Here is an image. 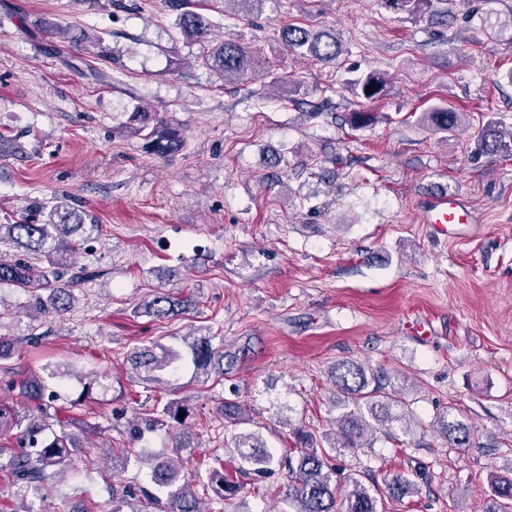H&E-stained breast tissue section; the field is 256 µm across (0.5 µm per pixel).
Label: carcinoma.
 <instances>
[{
    "instance_id": "obj_1",
    "label": "carcinoma",
    "mask_w": 512,
    "mask_h": 512,
    "mask_svg": "<svg viewBox=\"0 0 512 512\" xmlns=\"http://www.w3.org/2000/svg\"><path fill=\"white\" fill-rule=\"evenodd\" d=\"M203 0H169L170 7L179 11L177 26L187 39H205L210 34L211 22L198 11ZM262 0H224L241 17H250ZM394 12L407 13L419 19L441 20L448 16L443 7L447 0H382ZM282 38L290 51L317 60H331L341 53L339 39L331 34L314 33L310 29L290 25L283 29ZM205 64L221 78H232L249 83L261 77L264 62L251 47L224 41L211 51ZM374 91H367V86ZM388 82L377 71H369L347 83L352 95L366 102H376L386 95ZM155 114L138 103L132 112L138 122L134 132L140 133L151 123ZM379 118L369 111L350 112L344 123L357 129ZM421 121L432 128L448 132L458 128L464 115L443 107L423 113ZM479 149L487 154H512V130L500 129V122L489 121L481 131ZM43 219L31 220L26 210L9 224H0V284L12 285L33 297L31 308L40 313H61L74 304L73 288L91 280L94 272L89 267L74 268L72 258L84 244L96 238L100 224L94 216L73 208L66 198L56 200L49 208L40 210ZM48 291L43 298L40 291ZM146 313L157 318H172L183 313L180 302L169 293L157 291L141 303ZM183 350L153 342L133 353L135 369L147 383L160 382V375L174 371L177 364H188L195 377L216 373L224 376V365H232L234 356L215 348L210 336H194L182 340ZM337 401L334 407L340 413L330 419L329 428L316 432L305 426L294 427L291 435L295 450L281 455L268 446L263 436L247 430L250 422L245 407L236 400H224V421L231 426L228 444L239 458V481L223 471L212 469L197 483L213 495L219 505L233 499L245 485V480L262 482L277 471L288 475L285 498L295 504L293 512H378L377 499L358 478L350 475L344 482L337 480L336 467L330 464L331 453L344 449L356 451L372 448L380 438L392 439L394 428L408 433L412 426H420L405 398L390 388V381L365 365L355 361L336 364L334 374ZM22 389L35 402V410L20 412L0 404V471L11 478L14 494L21 502L18 512H35L28 504L33 498H44L49 483L69 466L74 455L82 450L78 436L71 432H55L49 419L57 395L45 394L40 377L32 374ZM184 417H178V414ZM191 416V406L181 400H168L156 408L154 421L165 425L185 424ZM433 430L450 448L471 446L473 429L466 421L440 417ZM190 443H176V457H168L154 466L152 481L166 489L159 497L145 487L140 495L154 512H204L197 506L192 484L181 479V465L177 457ZM423 474L410 478L395 474L385 480L389 497L402 500L419 492L418 480ZM488 507L485 512H508L512 508V477L491 473L488 478Z\"/></svg>"
}]
</instances>
